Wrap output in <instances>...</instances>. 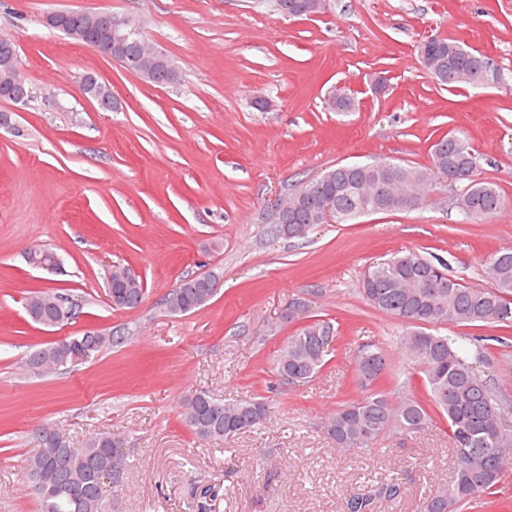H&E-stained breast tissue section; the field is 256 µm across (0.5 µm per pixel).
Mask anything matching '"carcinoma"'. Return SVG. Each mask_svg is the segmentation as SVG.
I'll return each mask as SVG.
<instances>
[{"label": "carcinoma", "mask_w": 512, "mask_h": 512, "mask_svg": "<svg viewBox=\"0 0 512 512\" xmlns=\"http://www.w3.org/2000/svg\"><path fill=\"white\" fill-rule=\"evenodd\" d=\"M125 35L118 62L152 84H172L179 79L178 68L167 54L158 57L143 52L145 36L127 17L112 15L107 26L97 12L76 11L64 20V35L87 46L112 43L109 32ZM0 37V98L8 102L23 97L29 103L31 85L17 84L19 61ZM444 71L437 84L445 88L478 86L492 61L489 56L464 48L457 40L435 35L426 45ZM480 158L464 134L442 136L431 147L426 166H412L382 159L347 163L325 169L300 183L288 209V236L302 239L322 223L323 209L336 212L335 222L346 224L376 213L408 212L427 205L429 191L442 174L451 173L468 182V188L454 200V208L466 221L498 215L506 200L500 186L475 177ZM485 273L492 281L487 289L472 288L448 276V264L434 261L416 251H398L364 272L359 283L365 302L375 310L400 321L405 333L400 348L418 370L429 403L416 396H391L372 389L354 401L341 404L322 421L323 432L343 450L374 446L388 432L417 435L433 425L430 409L440 412L448 425L449 447L456 458L451 480L429 491L419 512H454L475 498L489 494L512 465V403L502 398L479 366L490 360L489 348L480 344L469 352L458 339L441 334L448 326H512V249L489 254ZM123 268L115 267L107 281L108 295L127 302V307L144 298L142 282L132 276L120 278ZM216 280L210 275L186 277L165 302L167 311L185 315L204 307L216 294ZM76 307L73 299L58 291H35L25 301L26 314L45 328L61 325L65 306ZM332 322L306 315L297 330L278 351L275 371L278 384L290 387L315 378L326 364V342L336 339ZM125 342L115 333L86 331L69 336L29 356L34 363L59 370L67 367L81 349L98 353ZM387 365L385 354L372 345H362L355 357V373L361 386L373 385ZM272 406L263 399H221L207 391L187 399L180 417L196 436L222 444L235 436L259 430L267 424ZM45 451L24 459L27 476L39 478L35 493L40 512H102L97 503L98 475L112 448L124 439L108 431L90 435L75 445L67 433L43 439ZM400 485L392 481L370 486L346 501L347 512H373L376 499H394Z\"/></svg>", "instance_id": "cac0c4a2"}]
</instances>
